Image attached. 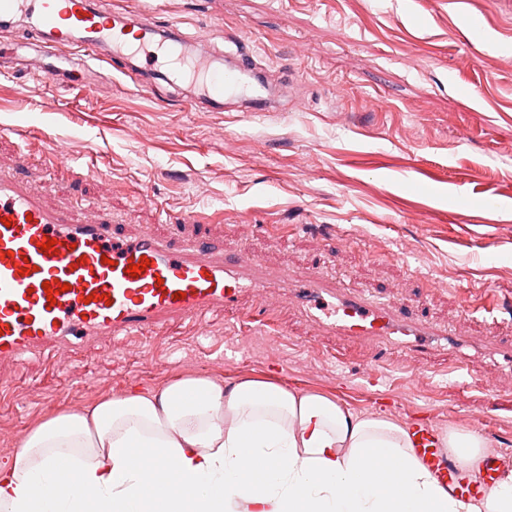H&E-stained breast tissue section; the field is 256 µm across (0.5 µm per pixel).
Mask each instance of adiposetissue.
<instances>
[{
	"label": "adipose tissue",
	"mask_w": 512,
	"mask_h": 512,
	"mask_svg": "<svg viewBox=\"0 0 512 512\" xmlns=\"http://www.w3.org/2000/svg\"><path fill=\"white\" fill-rule=\"evenodd\" d=\"M478 468L488 439L441 435ZM0 512H512V471L452 496L406 424L266 379L188 376L33 428L0 461Z\"/></svg>",
	"instance_id": "1"
}]
</instances>
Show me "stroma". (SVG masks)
Instances as JSON below:
<instances>
[{
    "label": "stroma",
    "instance_id": "1",
    "mask_svg": "<svg viewBox=\"0 0 512 512\" xmlns=\"http://www.w3.org/2000/svg\"><path fill=\"white\" fill-rule=\"evenodd\" d=\"M207 40L227 27L255 43L274 93L268 112L192 109L187 83L144 96L99 63L95 87L0 75V169L50 177V205L112 229L180 242L202 237L274 268L311 269L340 287L411 309L448 329L512 343V321L488 329L468 306L512 296V0H475L473 26L441 0H109ZM54 101L44 111L46 101ZM75 169L56 173L42 134ZM497 196L485 214V196ZM460 199L449 214V199ZM203 214L200 223L190 222ZM493 232L498 245L483 249ZM369 344L317 336L287 305L271 326L246 312L210 315L0 367V458L39 423L183 376L246 378L325 395L360 414L431 419L437 432L484 430L512 453V368L488 361L462 389L448 357L390 350L368 380Z\"/></svg>",
    "mask_w": 512,
    "mask_h": 512
}]
</instances>
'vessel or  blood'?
I'll return each instance as SVG.
<instances>
[{"label":"vessel or blood","instance_id":"1","mask_svg":"<svg viewBox=\"0 0 512 512\" xmlns=\"http://www.w3.org/2000/svg\"><path fill=\"white\" fill-rule=\"evenodd\" d=\"M0 24L17 25L18 38L31 46L33 54L24 59L23 68L49 75L57 84L70 83L75 72L91 76L96 63L118 57L128 73L169 66L172 77L187 79L194 100L209 111H223L225 97L246 94L259 111L270 108L246 80L253 49L241 52L239 65L225 66L220 48L196 51L175 21L157 25L140 13L104 10L96 0H0ZM70 47L79 49L81 58L70 59L65 69L52 67L58 51ZM52 191V184L34 190L17 175L0 173L1 366L17 364L29 353L63 351L75 343L233 311L245 296L252 303V322L268 325L275 303L287 302L316 335L372 342L377 365L393 347L408 354L450 351V370L467 387L483 379L474 354L512 358V346L481 342L461 330L447 333L394 305L348 292L331 278L273 271L256 258L219 255L203 242H164L149 231L117 237L108 207H98L93 221L83 223L68 208L48 204ZM144 258L148 266L131 276L130 265ZM55 280L65 289L51 298L42 284ZM413 441L432 474L464 502L484 495L512 466L511 454L488 457L480 480L470 482L438 448L432 424L417 426Z\"/></svg>","mask_w":512,"mask_h":512}]
</instances>
